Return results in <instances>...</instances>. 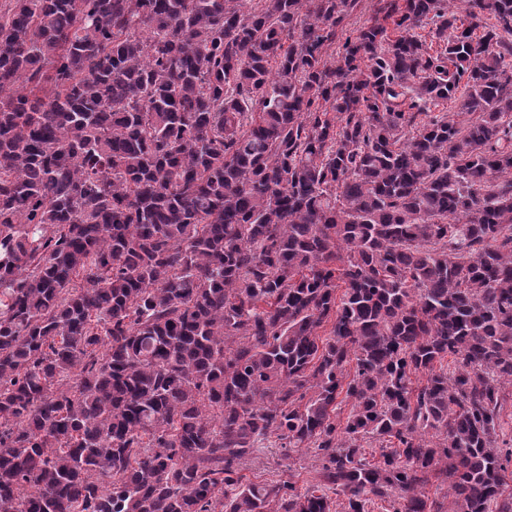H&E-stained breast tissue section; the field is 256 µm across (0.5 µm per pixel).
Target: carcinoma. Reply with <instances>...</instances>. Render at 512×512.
<instances>
[{"instance_id": "carcinoma-1", "label": "carcinoma", "mask_w": 512, "mask_h": 512, "mask_svg": "<svg viewBox=\"0 0 512 512\" xmlns=\"http://www.w3.org/2000/svg\"><path fill=\"white\" fill-rule=\"evenodd\" d=\"M359 2L4 0L0 512H512V0ZM378 4L379 0H361L359 8L351 15L345 17L342 24L337 28L338 36H341L342 39L340 42L337 39L336 50H338V46L342 44L346 35L351 34L352 31L365 24L370 16L373 15ZM340 30H342V35ZM280 441L272 442L270 448L264 449L258 458H255L249 465L252 467L246 473L260 475L261 479L288 480L296 482V487L300 490L312 482L315 475L314 469L318 464L313 450H303L300 452L290 451V457H284L283 448H278ZM290 467V470L288 468Z\"/></svg>"}]
</instances>
